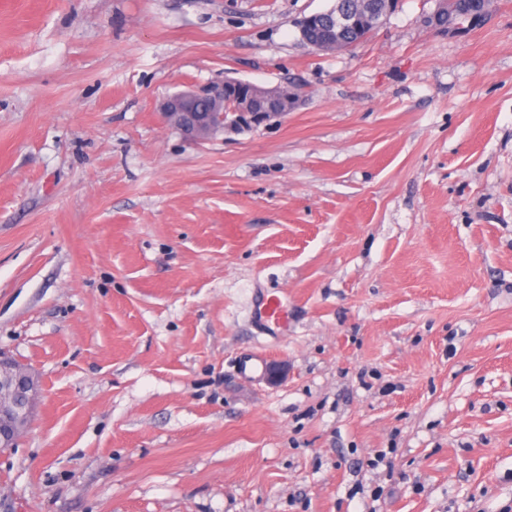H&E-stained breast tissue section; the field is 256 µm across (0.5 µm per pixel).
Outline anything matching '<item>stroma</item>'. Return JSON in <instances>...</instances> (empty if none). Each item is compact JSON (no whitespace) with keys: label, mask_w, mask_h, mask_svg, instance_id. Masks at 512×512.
Masks as SVG:
<instances>
[{"label":"stroma","mask_w":512,"mask_h":512,"mask_svg":"<svg viewBox=\"0 0 512 512\" xmlns=\"http://www.w3.org/2000/svg\"><path fill=\"white\" fill-rule=\"evenodd\" d=\"M331 3L0 0V512H512V0L325 53ZM227 76L303 99L163 121ZM439 7L441 8V26H444V24L448 21V30L446 31L445 28H438L433 23L432 18L425 20L424 23L427 26L433 25L435 29L438 30V33L441 34H460L462 31H458L457 25L463 30V31H469L477 26V24H473L471 16L466 12L462 10L457 9V1L455 0H440ZM448 9L451 13L455 14V20L456 24H454L452 16L448 13ZM445 17V18H444ZM255 88L254 93L248 97H239L243 95H250L252 89L247 85H230L223 86H209L206 90L202 88L191 89L186 94V99H194L200 95H207L212 98L214 103L216 101H223L228 98L238 97L229 103V105L222 109V112H200L199 115L192 116L189 114L188 120L180 118L182 114L188 112H181L184 108V101L181 99L167 100L165 102L162 114L166 121L170 122L173 116H178L181 123L180 130L188 140H199L217 132H224V134L236 133L238 126L248 128L258 123L253 120L254 114L257 109L258 103L264 96L260 86L252 83ZM40 393L32 368L0 353V453L15 448L26 433Z\"/></svg>","instance_id":"35a3bbf8"}]
</instances>
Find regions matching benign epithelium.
I'll return each mask as SVG.
<instances>
[{
	"instance_id": "7a95c632",
	"label": "benign epithelium",
	"mask_w": 512,
	"mask_h": 512,
	"mask_svg": "<svg viewBox=\"0 0 512 512\" xmlns=\"http://www.w3.org/2000/svg\"><path fill=\"white\" fill-rule=\"evenodd\" d=\"M264 97L260 86L248 97H239L222 112H202L181 118L184 101L165 102L162 114L166 121L179 117L180 130L189 140H199L217 132L235 133L238 127L255 124L254 113ZM41 387L38 377L28 365L0 354V453L16 447L26 433L33 417Z\"/></svg>"
}]
</instances>
